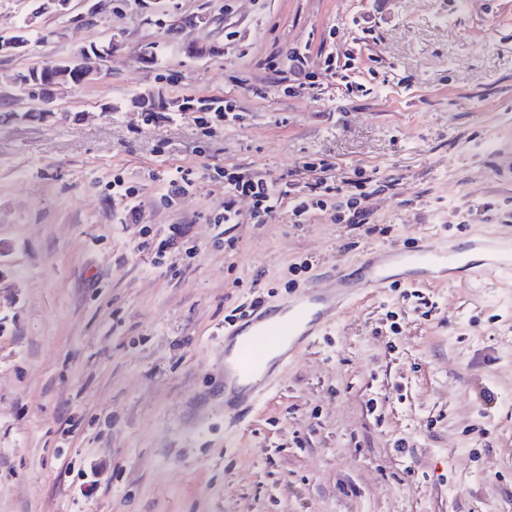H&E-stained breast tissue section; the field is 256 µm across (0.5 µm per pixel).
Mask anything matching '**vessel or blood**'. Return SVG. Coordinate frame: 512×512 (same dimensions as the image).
<instances>
[{"label": "vessel or blood", "mask_w": 512, "mask_h": 512, "mask_svg": "<svg viewBox=\"0 0 512 512\" xmlns=\"http://www.w3.org/2000/svg\"><path fill=\"white\" fill-rule=\"evenodd\" d=\"M359 276L337 271L324 288H302L286 305L258 307L224 330V416L241 423L263 387L298 350L312 346L357 296L399 280H436L512 273V237H474L462 242L415 243L397 254L367 253Z\"/></svg>", "instance_id": "b4317fda"}]
</instances>
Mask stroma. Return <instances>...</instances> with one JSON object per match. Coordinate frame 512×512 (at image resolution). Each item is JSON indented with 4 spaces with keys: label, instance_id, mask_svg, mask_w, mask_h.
<instances>
[{
    "label": "stroma",
    "instance_id": "1",
    "mask_svg": "<svg viewBox=\"0 0 512 512\" xmlns=\"http://www.w3.org/2000/svg\"><path fill=\"white\" fill-rule=\"evenodd\" d=\"M484 2L114 0L90 27L73 0L42 17L47 42L0 55L10 74L117 43L46 118L26 99L0 116V512H512V274L358 298L224 425L238 304L281 305L374 249L512 236V0ZM292 48L321 95L266 68ZM347 52L349 89L325 73ZM149 91L230 110L148 121L131 101ZM322 160L394 180L369 227L217 223L225 172L300 186ZM179 166L196 186L169 201ZM174 224L182 245L158 253Z\"/></svg>",
    "mask_w": 512,
    "mask_h": 512
}]
</instances>
